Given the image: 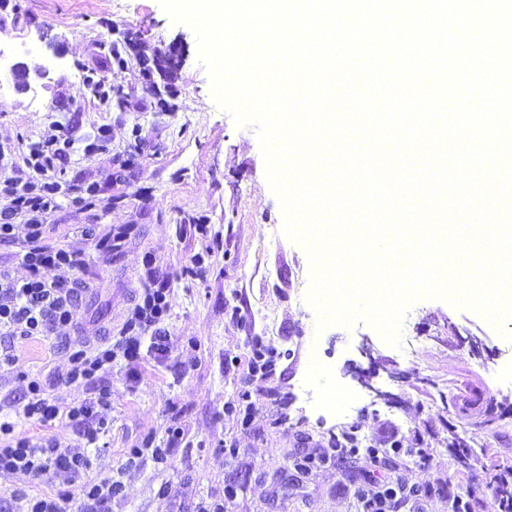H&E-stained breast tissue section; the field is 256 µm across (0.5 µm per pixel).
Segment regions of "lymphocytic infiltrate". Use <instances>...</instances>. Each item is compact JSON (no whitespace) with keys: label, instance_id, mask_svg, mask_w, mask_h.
I'll return each instance as SVG.
<instances>
[{"label":"lymphocytic infiltrate","instance_id":"f902f5d3","mask_svg":"<svg viewBox=\"0 0 512 512\" xmlns=\"http://www.w3.org/2000/svg\"><path fill=\"white\" fill-rule=\"evenodd\" d=\"M72 143L69 131L60 130L30 147L24 175L0 180V243L15 244V256L28 270L26 277L17 278L0 268V339L51 343L59 328L78 318L76 272L84 260L79 253L44 242L46 221L58 209L63 194L54 172L66 161ZM49 269L54 272L50 278L45 275ZM168 308L166 287L145 289L117 341L68 349L65 373L51 374L46 380L31 377L22 399L0 401V474L48 480L57 487L54 494L26 498L12 492L9 499L0 501V512H10L13 500L19 498L26 502L25 512H112L120 482L90 478L93 454L108 426L111 408V392L99 384L98 374L116 360H138L142 343L164 351L168 335L161 322ZM58 380L89 386L90 393L80 402L60 403L47 392L50 382ZM27 420L38 423L43 435L22 430ZM63 422L76 431L75 439L65 445L49 434ZM354 495L360 512H400L403 504L420 500L422 490L408 478L381 484L370 474Z\"/></svg>","mask_w":512,"mask_h":512}]
</instances>
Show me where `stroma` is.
<instances>
[{
  "label": "stroma",
  "instance_id": "stroma-1",
  "mask_svg": "<svg viewBox=\"0 0 512 512\" xmlns=\"http://www.w3.org/2000/svg\"><path fill=\"white\" fill-rule=\"evenodd\" d=\"M172 48L182 65L151 89L143 64ZM0 50L29 73L28 88L0 97V172H22L30 144L57 125L75 139L59 181L98 190L92 205L62 204L46 232L48 244L88 258L77 273L87 286L80 320L61 328L63 342L120 336L148 277L169 288L167 351H142L102 375L112 409L91 475L122 483L112 512H213L223 503L230 512H358L349 486L370 470L367 458L310 474L293 466L354 425L375 447L396 433L421 435L429 448V465L405 467L426 495L401 512H448L466 491L472 512H492L489 486L512 467V318L499 327L422 296L396 347L364 321L318 328L311 261L284 231L258 129L236 126L218 106L193 29L159 0H11L0 9ZM92 73L111 81L108 97L86 85ZM103 129L106 147L85 152ZM85 224L122 232L120 247L95 252ZM198 253L207 256L199 271L190 264ZM256 338L277 360L251 388L257 412L245 429L224 407L239 398ZM14 352L0 394L21 395L22 373L66 364L38 341L16 342ZM148 436L166 456L129 462Z\"/></svg>",
  "mask_w": 512,
  "mask_h": 512
}]
</instances>
